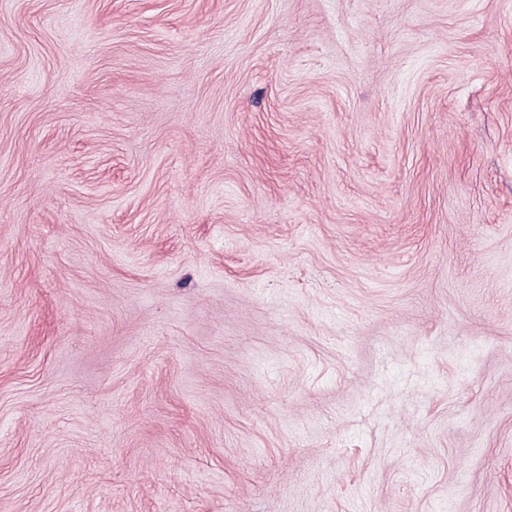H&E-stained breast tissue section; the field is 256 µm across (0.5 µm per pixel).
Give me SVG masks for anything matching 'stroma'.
I'll return each mask as SVG.
<instances>
[{"mask_svg": "<svg viewBox=\"0 0 512 512\" xmlns=\"http://www.w3.org/2000/svg\"><path fill=\"white\" fill-rule=\"evenodd\" d=\"M0 512H512V0H0Z\"/></svg>", "mask_w": 512, "mask_h": 512, "instance_id": "obj_1", "label": "stroma"}]
</instances>
